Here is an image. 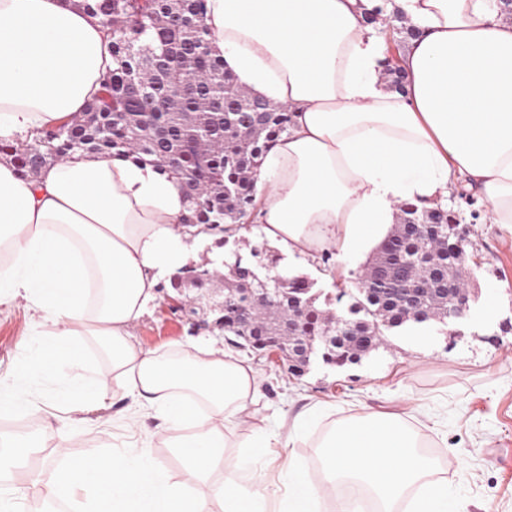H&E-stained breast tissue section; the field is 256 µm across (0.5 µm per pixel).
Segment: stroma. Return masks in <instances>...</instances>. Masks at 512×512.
I'll use <instances>...</instances> for the list:
<instances>
[{
	"label": "stroma",
	"instance_id": "1",
	"mask_svg": "<svg viewBox=\"0 0 512 512\" xmlns=\"http://www.w3.org/2000/svg\"><path fill=\"white\" fill-rule=\"evenodd\" d=\"M448 207L467 238L474 291L470 320L449 327L434 324L424 338L387 332L379 348L361 362L342 368L319 365L300 377L255 359L262 377L258 406L264 414L291 419L307 410L322 412L297 447L265 449V483L277 482L292 460L317 469L319 444L334 423L396 412L411 428L435 427L427 443L430 456L440 460L452 451L461 459V467L447 474L453 512H512V233L485 223L483 201L464 187L451 190ZM281 263L332 296L353 286L350 267L332 258L312 263L286 255ZM223 291L224 279L216 277L209 288L193 290L194 312H175L166 300L170 279L162 277L154 306L135 329L138 342L147 349H164L204 337L227 345L226 336L212 324V310ZM26 320L20 305L0 314L1 373L27 360L20 334ZM33 388L36 409L0 416V431L38 437L41 452L32 463L40 470L45 455L67 433L68 412L56 401L52 382L38 380ZM127 413V402L108 400L83 413L79 425L92 429L105 448L128 450L151 440L158 421L141 414L132 432L125 425Z\"/></svg>",
	"mask_w": 512,
	"mask_h": 512
}]
</instances>
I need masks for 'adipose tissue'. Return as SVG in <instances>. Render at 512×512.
Here are the masks:
<instances>
[{"mask_svg":"<svg viewBox=\"0 0 512 512\" xmlns=\"http://www.w3.org/2000/svg\"><path fill=\"white\" fill-rule=\"evenodd\" d=\"M382 20L418 32L401 61L403 90L384 73ZM213 53L250 95L293 121L254 176L251 216L284 252L352 264L396 224L403 204L447 207L458 179L477 188L484 219L512 230V6L505 0H207ZM112 66L98 17L81 0H0V141L23 143L81 114ZM182 191L122 154L74 152L23 178L0 160V307L29 313L27 362L0 374V413L31 403L29 381L64 376L61 401L82 413L108 398L159 419L182 474L156 459L101 449L89 430L54 451L50 481L28 468L36 446L0 434V476L68 512H319L344 477L365 483L379 512H448V479L419 454L426 440L395 416L343 421L324 435L321 478L289 464L281 487L257 484L261 450L293 447L312 417L271 429L257 407L261 376L213 343L146 351L133 327L157 277L210 238L185 224ZM94 340L103 372L82 347ZM239 452L224 454L230 436Z\"/></svg>","mask_w":512,"mask_h":512,"instance_id":"ef3b65f1","label":"adipose tissue"}]
</instances>
